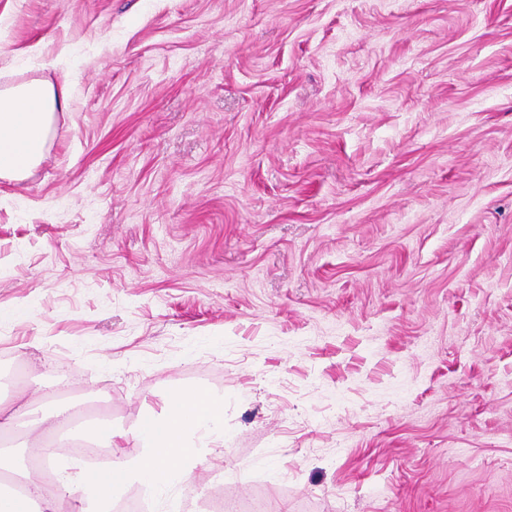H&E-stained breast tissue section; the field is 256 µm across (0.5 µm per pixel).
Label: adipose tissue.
<instances>
[{
    "instance_id": "1",
    "label": "adipose tissue",
    "mask_w": 512,
    "mask_h": 512,
    "mask_svg": "<svg viewBox=\"0 0 512 512\" xmlns=\"http://www.w3.org/2000/svg\"><path fill=\"white\" fill-rule=\"evenodd\" d=\"M68 106L66 86L48 79L0 85V179L24 180L40 164L54 115ZM73 415L71 407L61 406L31 423L44 463L57 459L54 437L69 427ZM135 438L140 448L136 456L101 470L79 465L70 471L61 469L51 482L34 480L31 470L19 463L16 450L0 443V472L25 490L21 498L1 492L0 512H28L32 501L37 512H62L66 498L76 494L81 497L80 512H110L113 498L134 483L166 494L187 480V462L196 440L223 445L224 405L200 390L179 394L161 421L145 420Z\"/></svg>"
}]
</instances>
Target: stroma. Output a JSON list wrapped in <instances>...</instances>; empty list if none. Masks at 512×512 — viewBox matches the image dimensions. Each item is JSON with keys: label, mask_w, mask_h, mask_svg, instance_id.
<instances>
[{"label": "stroma", "mask_w": 512, "mask_h": 512, "mask_svg": "<svg viewBox=\"0 0 512 512\" xmlns=\"http://www.w3.org/2000/svg\"><path fill=\"white\" fill-rule=\"evenodd\" d=\"M29 78L1 402L222 401L155 512H512V0H0ZM68 107L66 86L49 79L0 85V179L22 181L40 164L55 112Z\"/></svg>", "instance_id": "35a3bbf8"}]
</instances>
